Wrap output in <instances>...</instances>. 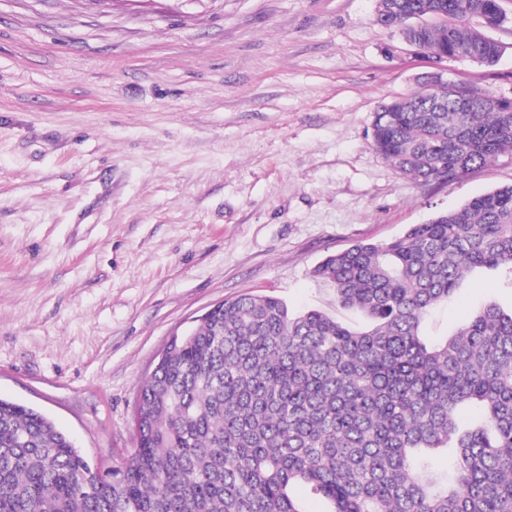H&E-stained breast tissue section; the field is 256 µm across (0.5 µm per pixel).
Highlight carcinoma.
Here are the masks:
<instances>
[{"instance_id":"carcinoma-1","label":"carcinoma","mask_w":512,"mask_h":512,"mask_svg":"<svg viewBox=\"0 0 512 512\" xmlns=\"http://www.w3.org/2000/svg\"><path fill=\"white\" fill-rule=\"evenodd\" d=\"M418 16L443 22L419 30ZM504 20L499 0L378 8L423 53L487 67L501 48L483 29ZM372 146L414 180L456 179L512 152V100L416 92L374 112ZM498 267L512 275V184L326 256L315 276L364 330L272 295L224 301L141 387L137 448L110 477L40 411L0 399V512H304L297 485L328 512H512V310L487 304L439 342L422 333L476 269ZM471 405L480 417L460 424ZM441 448L451 479L431 462Z\"/></svg>"}]
</instances>
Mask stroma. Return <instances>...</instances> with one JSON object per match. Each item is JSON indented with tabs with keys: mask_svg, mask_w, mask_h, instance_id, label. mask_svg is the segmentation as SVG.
Wrapping results in <instances>:
<instances>
[{
	"mask_svg": "<svg viewBox=\"0 0 512 512\" xmlns=\"http://www.w3.org/2000/svg\"><path fill=\"white\" fill-rule=\"evenodd\" d=\"M495 66L449 81L512 97V0ZM378 0H0V398L104 470L136 446L143 381L212 305L270 294L366 328L313 276L512 183V154L419 183L371 146L432 62ZM512 304L476 270L430 334Z\"/></svg>",
	"mask_w": 512,
	"mask_h": 512,
	"instance_id": "stroma-1",
	"label": "stroma"
}]
</instances>
